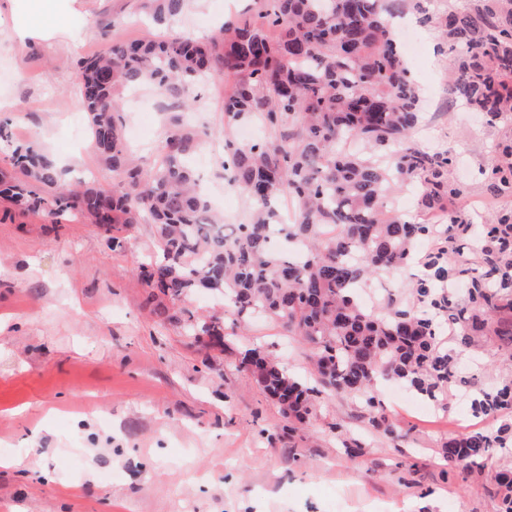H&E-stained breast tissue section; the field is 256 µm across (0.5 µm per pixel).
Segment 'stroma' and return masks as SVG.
<instances>
[{
    "mask_svg": "<svg viewBox=\"0 0 512 512\" xmlns=\"http://www.w3.org/2000/svg\"><path fill=\"white\" fill-rule=\"evenodd\" d=\"M74 29L21 45L12 35L9 0H0V119L13 140H39L65 161L67 182L108 185L94 154L77 94L78 60L110 38L167 31L207 34L219 21L255 17L251 0H189L179 18L157 25L133 0H78ZM112 30H104L106 22ZM425 50L411 74L428 104L423 147L451 151V180L466 195L456 212L484 223L485 171L512 119L447 110L448 54L436 28L420 30ZM231 77L196 83L181 111L204 138L194 163L217 188L211 201L225 222H248V196L224 181V143L238 125L221 112ZM169 99L151 84L123 103L125 137L145 165L163 138ZM156 252L151 225L137 224L122 247L78 217L55 226L46 213L0 207V512H497L492 486L449 469L440 444L468 430H496L497 417H473L453 399L447 415L413 411V394L382 384L387 414L407 434L401 447L371 432L353 399L333 395L307 428L288 421L238 368L234 349L258 345L291 374L308 376L307 348L280 326L258 321L242 331L225 311L226 349L194 343L167 319L166 298H151L137 276ZM362 435V456L348 457L330 426ZM25 458L29 469L3 468Z\"/></svg>",
    "mask_w": 512,
    "mask_h": 512,
    "instance_id": "obj_1",
    "label": "stroma"
}]
</instances>
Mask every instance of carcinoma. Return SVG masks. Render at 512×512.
<instances>
[{
    "mask_svg": "<svg viewBox=\"0 0 512 512\" xmlns=\"http://www.w3.org/2000/svg\"><path fill=\"white\" fill-rule=\"evenodd\" d=\"M158 21L181 16L187 0H135ZM431 0H261V25L229 22L205 39L186 33L114 41L79 64L78 92L100 162L115 176L109 187H66L55 162L34 142L18 143L9 122L0 141L10 173L0 196L21 210L46 209L60 224L84 216L110 234L150 217L159 258L138 276L174 301L205 290L228 302L239 322L262 316L308 347L313 381L288 373L258 348L239 367L293 425L306 423L330 394L355 399L366 426L385 437L392 425L375 396L390 379L448 412L465 397L476 416L498 415L494 433L466 431L441 444L448 465L480 477L495 448H512V370L495 388L479 385L462 362L483 337L512 348V204L496 208L470 255L472 225L458 216L437 229L385 209L407 180L419 186L422 213L440 215L466 194L448 179L449 151H426L410 139L421 97L399 49L392 20L416 13L442 31L450 51L448 109L512 115V0H467L436 14ZM235 77L224 92L229 121L251 115L273 130L245 146L225 142L224 171L255 206L251 221L220 222L190 166L201 145L177 114L149 170L123 138L120 94L143 84L185 104L193 85L214 73ZM490 195L512 191V142L500 145L486 171ZM292 204L284 215L280 200ZM436 244L415 278L413 301L395 295L368 308L357 289L389 269H406L416 241ZM466 285L465 297L451 285ZM208 346L224 345V315L199 317L187 308L168 316ZM449 326L455 345L443 342ZM347 456L365 444L332 424ZM498 512H512V468L496 471Z\"/></svg>",
    "mask_w": 512,
    "mask_h": 512,
    "instance_id": "carcinoma-1",
    "label": "carcinoma"
}]
</instances>
